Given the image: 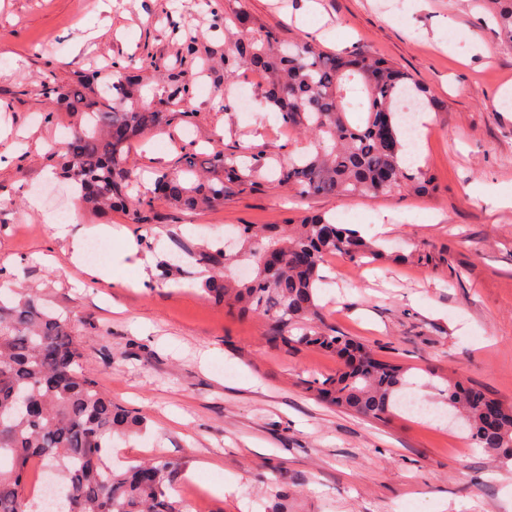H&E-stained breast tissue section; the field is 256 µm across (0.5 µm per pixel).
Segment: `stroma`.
<instances>
[{
    "label": "stroma",
    "instance_id": "35a3bbf8",
    "mask_svg": "<svg viewBox=\"0 0 512 512\" xmlns=\"http://www.w3.org/2000/svg\"><path fill=\"white\" fill-rule=\"evenodd\" d=\"M218 0H0V273L37 289L42 304L71 315L85 371L145 425L113 435L109 461L124 470L163 456L184 462L175 496L207 492L200 512H268L273 480L293 494L290 512H512V464L450 429L443 391L457 379L512 405V45L503 43L485 0H235L284 42L390 59L429 90L434 105L420 166L438 189L375 198L300 197L273 173L306 141L284 130L263 98L258 73L250 110L223 108L224 54L213 25ZM197 52L188 55L187 36ZM149 54L193 81L181 119L134 141L128 163L144 177L175 167L182 146L246 151L269 180L193 212L157 204L134 224L119 212L82 209L59 172L52 144L76 113H49L46 83L73 85L112 59ZM323 213L377 238L386 259L360 266L335 256L318 290L323 323L407 368L405 393L430 415L363 419L310 395L306 381L333 375L324 352L269 343L270 323L241 317L207 297L200 245L235 239L240 224H281ZM71 234L102 224L108 278L72 261ZM149 257L141 266L137 257ZM226 489L211 494L213 486Z\"/></svg>",
    "mask_w": 512,
    "mask_h": 512
}]
</instances>
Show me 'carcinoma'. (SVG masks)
I'll return each instance as SVG.
<instances>
[{
	"instance_id": "cac0c4a2",
	"label": "carcinoma",
	"mask_w": 512,
	"mask_h": 512,
	"mask_svg": "<svg viewBox=\"0 0 512 512\" xmlns=\"http://www.w3.org/2000/svg\"><path fill=\"white\" fill-rule=\"evenodd\" d=\"M486 2L501 38L512 44V0ZM247 23L246 15L224 4L225 81L241 69L261 72L266 103L311 143L288 156L279 169L281 184L307 197L377 196L403 187L434 192L431 175L401 159V97L411 94L430 107L425 87L384 58L327 52L308 41L285 47L277 31L249 30ZM162 77L168 86L164 110L144 98L119 61L74 88L43 86L52 106L84 119L58 154L79 202L109 206L142 224L157 201L185 211L209 209L224 204L235 187L256 190L266 182L263 167L247 163L241 150L205 154L186 147L175 168L155 171L153 188L131 194L129 146L171 124L193 93L181 75ZM239 236L244 249L234 255L221 247L203 250L209 276L202 290L232 310L267 319L273 344L336 357V374L312 381V394L358 417L387 421L401 408L407 369L316 326L325 258L340 254L371 264L382 257L381 249L322 214L284 225L242 224ZM10 292L13 297L6 298L0 291V512H39L25 489L35 458L63 479L64 503L56 512H186L172 494L182 463L157 457L115 470L106 462L112 435L137 430L145 420L102 394L85 372L72 318L44 309L27 289ZM296 326L303 329L299 335L291 333ZM447 400L473 447L512 460L511 406H500L489 428L485 393L450 380Z\"/></svg>"
}]
</instances>
